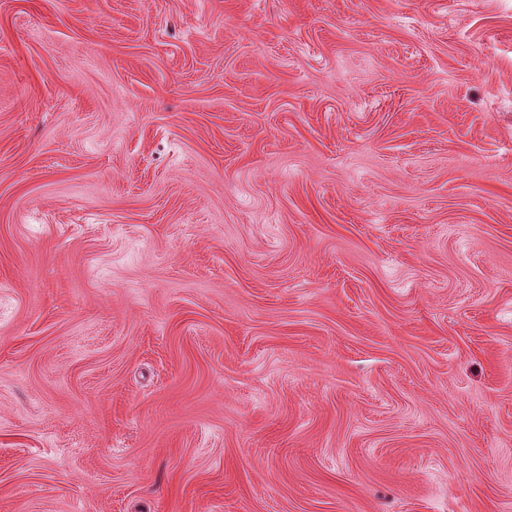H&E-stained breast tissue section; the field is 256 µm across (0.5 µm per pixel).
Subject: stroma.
<instances>
[{
  "instance_id": "obj_1",
  "label": "stroma",
  "mask_w": 512,
  "mask_h": 512,
  "mask_svg": "<svg viewBox=\"0 0 512 512\" xmlns=\"http://www.w3.org/2000/svg\"><path fill=\"white\" fill-rule=\"evenodd\" d=\"M0 512H512V0H0Z\"/></svg>"
}]
</instances>
